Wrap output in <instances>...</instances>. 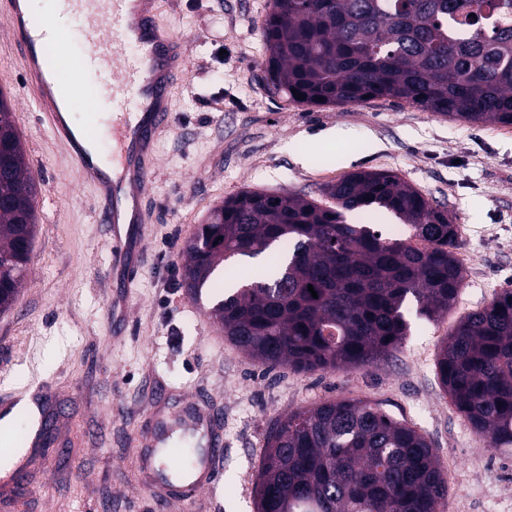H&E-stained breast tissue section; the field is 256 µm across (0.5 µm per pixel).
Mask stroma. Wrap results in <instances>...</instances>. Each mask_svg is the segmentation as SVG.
Instances as JSON below:
<instances>
[{
  "instance_id": "35a3bbf8",
  "label": "stroma",
  "mask_w": 512,
  "mask_h": 512,
  "mask_svg": "<svg viewBox=\"0 0 512 512\" xmlns=\"http://www.w3.org/2000/svg\"><path fill=\"white\" fill-rule=\"evenodd\" d=\"M270 8L271 0H162L160 19L188 40L191 65L157 142L141 273L125 290L107 272L110 229L97 221L92 191L23 110L22 66L0 20V93L37 185L31 262L15 304L0 313V394L39 382L58 416L55 443L26 470L32 497L12 509L0 489V512H255L273 422L340 398L377 402L425 434L461 512L512 506V453L471 429L436 371L456 323L512 288V126H475L391 99L317 108L273 98L261 71ZM337 126L351 138L321 142ZM364 170L397 173L459 225L465 280L453 308L435 321L408 308L400 350L361 369L251 359L225 339L210 299L193 301L183 288L185 241L241 191L317 199L324 184ZM159 389L171 405L204 395L224 412L220 490L161 511L133 436Z\"/></svg>"
}]
</instances>
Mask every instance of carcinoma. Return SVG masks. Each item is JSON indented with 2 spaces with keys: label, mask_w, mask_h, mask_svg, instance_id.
<instances>
[{
  "label": "carcinoma",
  "mask_w": 512,
  "mask_h": 512,
  "mask_svg": "<svg viewBox=\"0 0 512 512\" xmlns=\"http://www.w3.org/2000/svg\"><path fill=\"white\" fill-rule=\"evenodd\" d=\"M264 79L284 101L338 107L393 99L473 125L512 126V0H272ZM303 95L299 99L292 90ZM0 312L16 301L37 223L11 110L0 97ZM332 205L244 190L215 206L183 247L182 287L209 290L224 336L268 367L360 368L397 352L409 299L428 320L464 283L447 208L390 172L323 186ZM372 206L404 221L407 240L345 213ZM279 249L242 285L216 282L224 262ZM317 297H312L308 286ZM471 429L512 447V289L460 319L436 361ZM448 483L427 437L367 400L296 410L270 430L257 512H440Z\"/></svg>",
  "instance_id": "cac0c4a2"
}]
</instances>
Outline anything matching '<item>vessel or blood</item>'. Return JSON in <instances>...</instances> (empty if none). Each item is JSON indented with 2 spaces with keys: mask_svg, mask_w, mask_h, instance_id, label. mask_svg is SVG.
<instances>
[{
  "mask_svg": "<svg viewBox=\"0 0 512 512\" xmlns=\"http://www.w3.org/2000/svg\"><path fill=\"white\" fill-rule=\"evenodd\" d=\"M70 2L82 18L87 50L66 72L60 65L65 51L50 17H32L25 0H0V19L12 33L26 96L40 126L64 147L79 180L93 189L99 222L112 227V268L129 288L141 268L138 226L145 217L136 209L129 224H122V203L129 200L138 206L146 196L157 165L156 141L172 116V90L188 74L190 52L187 42L159 21L157 0ZM109 71L116 79L106 84V94L86 126L69 122L80 93ZM104 137L112 142L108 155L100 149ZM188 408L205 448L193 465L194 480H156L153 453L140 458L146 486L162 500H187L221 483L224 419L193 399Z\"/></svg>",
  "mask_w": 512,
  "mask_h": 512,
  "instance_id": "vessel-or-blood-1",
  "label": "vessel or blood"
}]
</instances>
